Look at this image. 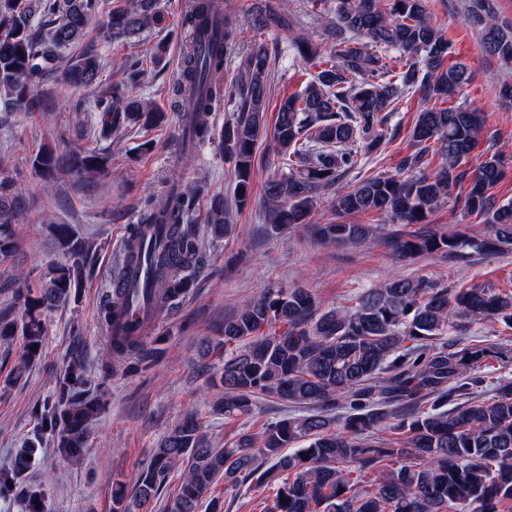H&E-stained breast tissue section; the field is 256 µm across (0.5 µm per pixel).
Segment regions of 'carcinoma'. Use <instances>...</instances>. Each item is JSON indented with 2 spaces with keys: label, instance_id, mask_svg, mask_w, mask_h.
<instances>
[{
  "label": "carcinoma",
  "instance_id": "1",
  "mask_svg": "<svg viewBox=\"0 0 512 512\" xmlns=\"http://www.w3.org/2000/svg\"><path fill=\"white\" fill-rule=\"evenodd\" d=\"M103 0H0V103L26 118L39 112L38 88L58 74L80 89L99 83L101 61L85 49L66 65L63 54L79 45L91 24L101 22L106 38L135 43L164 24L161 0H123L102 16ZM288 4L266 0L248 18L263 29H288ZM330 34L334 45L323 52L307 37L294 49L317 73L297 95L283 99L273 129L267 124L271 55L264 45L248 52L229 84L223 80L237 27L224 16V0H185L181 26L188 39L175 81L185 103L183 128L199 144L220 139L224 159L233 164L232 203L242 211L252 203L255 146L271 136L281 149L282 168L264 192L266 223L275 229L309 222L318 194L336 190L334 207L342 217L374 211L392 224L421 225L389 237L392 255L414 259L442 253L464 261L471 253L512 251V201L491 189L506 175L505 162L485 156L475 168L468 157L480 144L485 116L459 103L418 113L411 139L417 150L403 158L399 171L342 184L364 154L377 151L399 134L390 125L391 106L406 93L420 92L430 102L459 96L470 74L462 63L448 64L451 46L427 14L426 0H334ZM470 22L481 32V49L512 65V28L500 25L490 0H473ZM396 53L394 74L377 49ZM124 79L95 100L100 112L97 137L112 140L122 127L156 121L162 113L134 89L147 73L144 59L124 60ZM229 103L233 118L216 131L213 113ZM440 157L424 169L430 146ZM109 156L75 148L61 154L44 143L31 157L37 176L50 183L62 171L82 178L102 173ZM460 192L452 194L453 189ZM452 210L482 218L479 237L425 227L445 201ZM25 199L0 167V258L18 250L15 225ZM201 187L179 190L165 185L144 198L138 223L129 228L134 247L139 225L169 216L160 252L161 273L150 292L164 310L183 298L209 262L210 246L229 232L224 198L213 197L200 212ZM64 260L50 264L37 283L17 275L13 307L19 317L0 313V340L21 336L25 358L21 377L40 354L46 314L67 304L73 290L91 278L96 247L66 224L50 227ZM317 236L329 243L369 244L371 224H318ZM128 304L126 288L115 284L100 306L107 327ZM485 320L512 325V293L492 288L449 290L423 277H393L357 296L354 306L323 310L304 288H269L224 319V340L206 341L203 355L224 350L216 401L226 419L249 416L258 400L276 398L301 410L243 429L222 448L203 433L199 415L189 413L161 439L147 466L132 477L133 491L118 490L113 512H135L170 477L179 474L166 512H198V503L222 479L224 486L250 483L278 488L269 512H503L512 504V381L501 380L494 393L481 394L482 370L489 358L512 365V348L473 343L471 328ZM453 336L451 342L443 340ZM112 354L132 357L139 341L107 340ZM79 346L69 369L56 380L42 404V429L53 435L55 453L75 461L85 450V428L102 409L88 387ZM346 414L335 416L333 409ZM389 430L399 438L377 435ZM42 445L38 433L16 450L11 467L0 468V495L17 487Z\"/></svg>",
  "mask_w": 512,
  "mask_h": 512
}]
</instances>
